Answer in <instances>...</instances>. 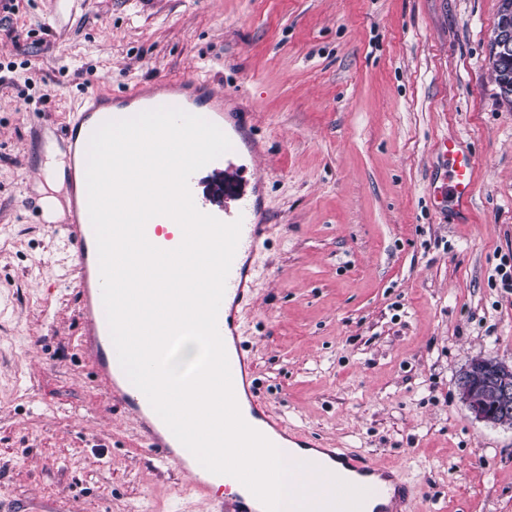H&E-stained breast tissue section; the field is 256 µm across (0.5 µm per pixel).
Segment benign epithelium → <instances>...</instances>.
<instances>
[{
  "label": "benign epithelium",
  "mask_w": 512,
  "mask_h": 512,
  "mask_svg": "<svg viewBox=\"0 0 512 512\" xmlns=\"http://www.w3.org/2000/svg\"><path fill=\"white\" fill-rule=\"evenodd\" d=\"M493 69L500 73L502 97H512V21L505 20L493 37L491 55ZM484 378L487 391L494 398L493 407H488L474 398L473 379ZM459 391L474 417L487 424L512 427V365L494 357L484 355L472 358L457 378Z\"/></svg>",
  "instance_id": "benign-epithelium-1"
}]
</instances>
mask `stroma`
<instances>
[{
	"label": "stroma",
	"instance_id": "35a3bbf8",
	"mask_svg": "<svg viewBox=\"0 0 512 512\" xmlns=\"http://www.w3.org/2000/svg\"><path fill=\"white\" fill-rule=\"evenodd\" d=\"M0 11V512H208L106 409L79 278L25 203L87 91L185 74L253 113L273 227L240 336L261 399L394 464L415 512H512V428L456 379L512 363V106L489 62L499 0H15ZM459 139L473 206L436 209Z\"/></svg>",
	"mask_w": 512,
	"mask_h": 512
}]
</instances>
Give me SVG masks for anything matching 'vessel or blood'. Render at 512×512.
I'll return each instance as SVG.
<instances>
[{
    "mask_svg": "<svg viewBox=\"0 0 512 512\" xmlns=\"http://www.w3.org/2000/svg\"><path fill=\"white\" fill-rule=\"evenodd\" d=\"M206 80L188 76L174 87L160 84L152 92H129L115 97L109 118L120 119L135 115L137 107L148 109L177 107L187 112L195 110V92L208 89ZM207 120L216 125L231 127L229 139L233 149L224 155V175L221 184L226 194L234 198L233 205L217 206L211 213L225 222L241 221L238 246L226 280L225 294L218 313V330L225 345L237 400L247 403L244 420L280 448L291 449V461H299L303 449L317 448L318 443L305 432L286 421L273 419L256 394L255 361L246 354L235 329V310L251 295V258L266 243L269 230L261 218V200L258 194L242 188V168L235 164L234 151L241 144L256 147L253 125L248 113L224 115L222 100H215ZM438 155L448 163L449 198L451 205L463 208L472 200L475 161L462 143L456 139L443 141ZM64 241L78 263L84 277L79 292L80 308L84 317V342L102 381L107 386L110 401L120 404L133 415L141 429L144 446L161 464H173L190 480L194 494L209 504L210 512H264L254 496L236 497L231 501L215 498V474L200 467L193 454L172 434L155 412L147 397L136 388L119 365L110 336L102 303L99 263L95 234L90 222L87 203H78L73 219L64 226ZM328 468L348 483L367 489L362 512H412L413 493L392 465L381 463L361 452L341 448L326 449Z\"/></svg>",
    "mask_w": 512,
    "mask_h": 512,
    "instance_id": "1",
    "label": "vessel or blood"
}]
</instances>
